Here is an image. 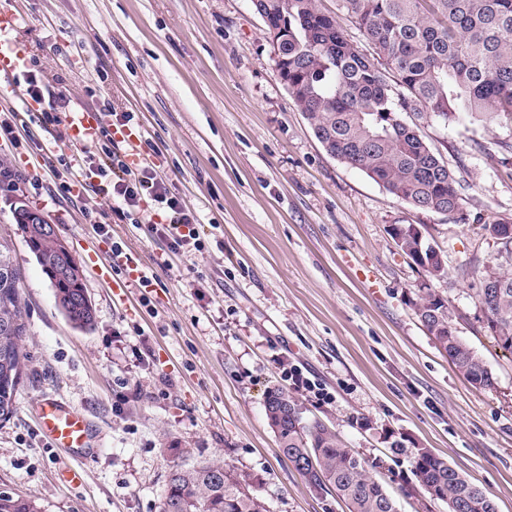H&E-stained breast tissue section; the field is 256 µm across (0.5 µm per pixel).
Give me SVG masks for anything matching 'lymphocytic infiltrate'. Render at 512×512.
<instances>
[{
    "label": "lymphocytic infiltrate",
    "mask_w": 512,
    "mask_h": 512,
    "mask_svg": "<svg viewBox=\"0 0 512 512\" xmlns=\"http://www.w3.org/2000/svg\"><path fill=\"white\" fill-rule=\"evenodd\" d=\"M40 75L41 64L35 58L20 73L27 96L38 106L30 120L43 129L55 130L58 138H65L75 124L76 108L66 96L52 93ZM103 113L106 121L95 142L96 153L54 170V177L64 184L73 170H82L93 178L94 193L111 200V212L120 221L134 219L140 214L142 203L151 202L155 220L150 230L166 241L171 252L200 250L197 212L188 208L163 180L158 179L154 162L135 168L127 162L129 149L120 144L118 135L130 127L133 113L118 112L108 106Z\"/></svg>",
    "instance_id": "obj_1"
}]
</instances>
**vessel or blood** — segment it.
Returning a JSON list of instances; mask_svg holds the SVG:
<instances>
[{"label":"vessel or blood","instance_id":"b4317fda","mask_svg":"<svg viewBox=\"0 0 512 512\" xmlns=\"http://www.w3.org/2000/svg\"><path fill=\"white\" fill-rule=\"evenodd\" d=\"M18 16L11 11L0 12V103L19 100L15 77L23 66V54L18 47L4 43L3 37L14 30ZM101 120L93 111L81 112L73 129L74 137L84 143L92 142ZM38 425L55 448L82 451L91 441V430L86 418L56 399L43 398L38 406Z\"/></svg>","mask_w":512,"mask_h":512}]
</instances>
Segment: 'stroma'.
Returning <instances> with one entry per match:
<instances>
[{
  "label": "stroma",
  "instance_id": "35a3bbf8",
  "mask_svg": "<svg viewBox=\"0 0 512 512\" xmlns=\"http://www.w3.org/2000/svg\"><path fill=\"white\" fill-rule=\"evenodd\" d=\"M16 5L22 22L10 39L40 59L55 92L134 113L143 151L160 150L159 177L200 214L202 249L172 253L148 225L127 221L101 233L84 211H109L108 200L64 194L51 171L31 166L56 159L54 132L35 125L25 147H0V165L25 180L0 192V244L15 259L28 322V377L0 422V492L42 512H158L173 466L216 461L250 474L270 512H346L279 453L263 399L283 383V358L332 396L297 394L305 418L387 461L384 434H403L512 512V351L475 299L478 272L498 251L481 227L512 221V153L499 146L512 125L428 120L423 132L460 183V207L418 210L325 150L275 72L252 0ZM20 201L71 246L91 327L60 310L15 221ZM394 224L420 225L444 255V278H428L396 246ZM115 243L151 286L132 276L114 293L100 268ZM423 284L447 298L493 389L474 388L437 349L410 304ZM45 397L85 415L87 459L43 441L35 416ZM67 467L82 468V481H65Z\"/></svg>",
  "mask_w": 512,
  "mask_h": 512
}]
</instances>
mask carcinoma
<instances>
[{
  "instance_id": "1",
  "label": "carcinoma",
  "mask_w": 512,
  "mask_h": 512,
  "mask_svg": "<svg viewBox=\"0 0 512 512\" xmlns=\"http://www.w3.org/2000/svg\"><path fill=\"white\" fill-rule=\"evenodd\" d=\"M284 31L275 51L278 77L311 124L317 139L340 162L364 172L410 206L438 213L459 208L458 181L426 139L422 121L463 119L482 127L512 123V0H336L326 13L318 0H252ZM355 27L374 48L363 52L347 34ZM410 259L428 241L404 225L394 233ZM493 269L500 288L480 274L475 298L499 345L512 349V244L499 246ZM63 308L79 326L94 321L75 289H58ZM415 315L464 377L476 388L494 387L483 357L452 327L448 300L430 288L411 302ZM28 335L19 273L10 251L0 248V421L14 413L23 373L20 354ZM264 411L280 453L317 490L333 489L348 512H399L395 498L372 476L382 459H365L334 427L304 420L285 389L269 388ZM398 472L401 489L416 483L427 502L448 512H496L494 501L448 461L427 448L408 452ZM0 512H40L31 500L0 492ZM159 512H269L248 475L223 464L201 462L173 469Z\"/></svg>"
}]
</instances>
